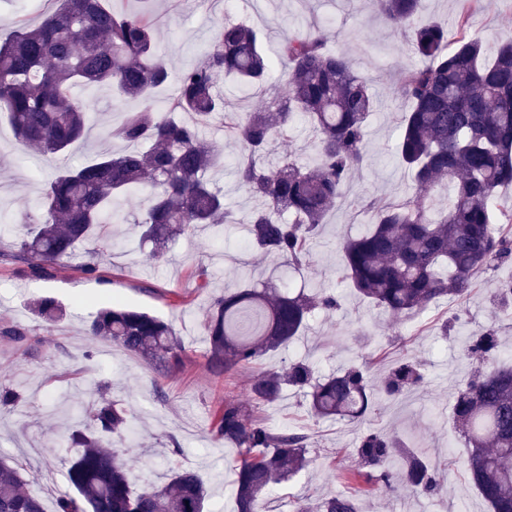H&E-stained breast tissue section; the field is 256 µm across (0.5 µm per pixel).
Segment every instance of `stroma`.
<instances>
[{"label":"stroma","mask_w":512,"mask_h":512,"mask_svg":"<svg viewBox=\"0 0 512 512\" xmlns=\"http://www.w3.org/2000/svg\"><path fill=\"white\" fill-rule=\"evenodd\" d=\"M123 7L154 15L172 82L152 90L144 101L119 97L107 85L73 88V98L88 105L92 128L84 143L61 158L18 149L7 117H0V211L36 210L46 183L62 166L78 167L94 162L101 152L121 150V143L108 140L106 129L144 103L164 109L176 93V76L203 59L220 20L247 22L268 48L316 24L331 52L345 54L371 78L378 99L352 190L313 241L308 265L292 276L295 288L340 295L341 306L315 314L287 350L260 364L219 374L210 367L202 326L213 297L234 287L240 266H248L252 275L273 278L282 270L280 261L247 250L243 230L218 239L204 228L176 238L159 259L149 261L123 247L128 227L116 224L112 246L92 276L69 265L33 274L34 259L20 252L13 232L2 231L0 329H17L25 339L0 337V385L18 387L23 397L16 411L0 414V457L22 461L27 489L39 494L45 512H54L58 497L70 490L65 475L74 454L63 437L65 420L56 410L88 401L105 381L113 399L142 417L138 438L123 447L130 465L151 469L159 477L167 473L171 460H178L210 486L211 512H236L234 497L224 485L233 452L207 433L211 414L225 396L250 403L252 378L292 359H308L320 376L353 362L369 365L380 376L384 367L379 353L392 360L411 355L422 364L426 385L402 400L375 403L357 423L315 420L305 398L292 390L275 405L259 408V416L272 428H299L310 436L309 465L277 484L271 502L281 512H293L299 500L353 492L345 476L357 466V440L364 431L379 429L397 435L425 457L446 463L444 489L423 497L400 487L381 488L359 497L360 512H488L464 473L467 450L452 411L457 388L473 368L466 354L473 332L495 328L505 356L512 357V318H502L492 299L497 282L512 280V263L479 274L466 295L442 301L396 330L385 311L362 300L337 275L340 236L364 230L372 219L370 204L399 200L411 183L408 170L393 158L397 121L408 108L397 79L421 63L406 37L389 27L375 0H125ZM51 8L52 0H42L36 10L30 0H0V42L8 40L18 24L37 23ZM469 32L490 47L512 37V0H471ZM40 298L57 301L65 310L63 319L48 326L36 318L31 307ZM115 298L175 326L186 345L178 371L159 372L112 343L87 336L91 315ZM457 313L461 322L442 332V322Z\"/></svg>","instance_id":"1"}]
</instances>
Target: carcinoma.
<instances>
[{"instance_id":"1","label":"carcinoma","mask_w":512,"mask_h":512,"mask_svg":"<svg viewBox=\"0 0 512 512\" xmlns=\"http://www.w3.org/2000/svg\"><path fill=\"white\" fill-rule=\"evenodd\" d=\"M56 2L40 23L21 24L0 43V108L17 142L45 155L86 136L87 109L67 94L70 87L107 84L125 97L144 99L170 78L150 16L107 8L102 0ZM376 2L424 60L399 82L409 108L395 155L413 183L401 199L371 204L370 227L339 241L338 276L402 322L441 298L464 296L478 274L512 262V211L498 208L499 190L512 185V38L499 41L489 55L484 42L467 33L465 4L450 42L447 27L420 18L419 0ZM278 55L289 64L282 73L286 93L240 117L217 79L230 78L248 99L269 82L272 60L251 26L220 21L205 59L182 72L166 111L147 102L126 113L108 130L124 150L58 173L47 182L37 213L4 225L17 234L20 251L37 259L35 270L79 258L76 269L97 273L99 253L82 257L80 246L94 238L109 242L106 229L120 221L122 202L141 191L144 206L129 231L138 246H155L152 259L198 227L227 230L244 223L254 252L301 270L330 210L351 188L376 100L369 79L347 57L327 51L316 26L281 42ZM179 112L188 118L176 117ZM214 120L224 122L237 147L235 185L258 202L243 221L224 205V189L209 177L224 165V151L202 136ZM299 122L318 137L315 161L288 154L274 166L265 164L274 144ZM441 187L448 204L436 208L431 193ZM494 297L502 314L511 316L512 281L499 284ZM338 306L334 294L287 293L270 279L245 278L236 290L215 297L203 320L209 362L225 372L256 364L298 337L315 312ZM33 310L48 322L61 315L49 298L34 302ZM87 331L166 373L181 366L185 353L172 325L119 301L98 310ZM501 346L492 328L473 337L467 355L482 369L459 385L453 407L468 448L465 472L490 512H512V365L500 360ZM425 383L418 361L407 356L391 361L380 380L357 363L317 377L305 360L258 373L250 384L253 404L224 398L209 428L213 440L235 452L225 472L237 512H262L272 488L309 464V435L297 428L272 430L256 415L258 406L296 389L314 418L358 421L376 397L396 401ZM107 390H96L97 398L75 413L66 434L76 449L67 469L76 494L61 496L56 512H205L208 488L193 470L173 461L160 486L152 471L132 472L112 447V436L134 438L139 425ZM21 398L17 388L0 386L1 409ZM356 455L358 467L347 479L363 491L402 485L429 497L443 489L438 465L395 435L364 433ZM395 457L401 460L397 472L389 467ZM21 470L19 462L0 458V512H45L39 496L25 489ZM294 512L359 508L355 495L333 494L313 507L301 500Z\"/></svg>"}]
</instances>
